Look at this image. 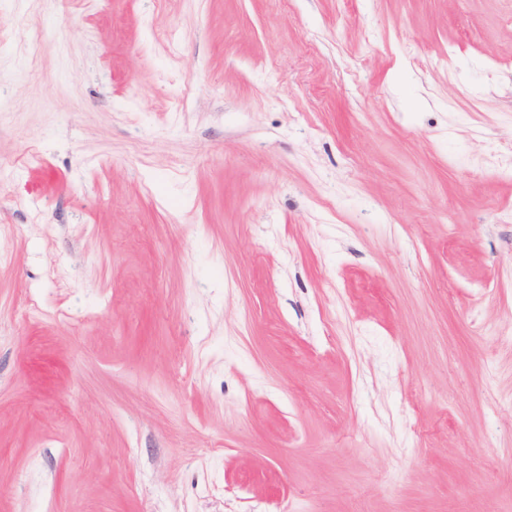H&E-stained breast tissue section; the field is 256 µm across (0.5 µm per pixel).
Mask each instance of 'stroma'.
Wrapping results in <instances>:
<instances>
[{"mask_svg": "<svg viewBox=\"0 0 512 512\" xmlns=\"http://www.w3.org/2000/svg\"><path fill=\"white\" fill-rule=\"evenodd\" d=\"M512 0H0V512H512Z\"/></svg>", "mask_w": 512, "mask_h": 512, "instance_id": "obj_1", "label": "stroma"}]
</instances>
